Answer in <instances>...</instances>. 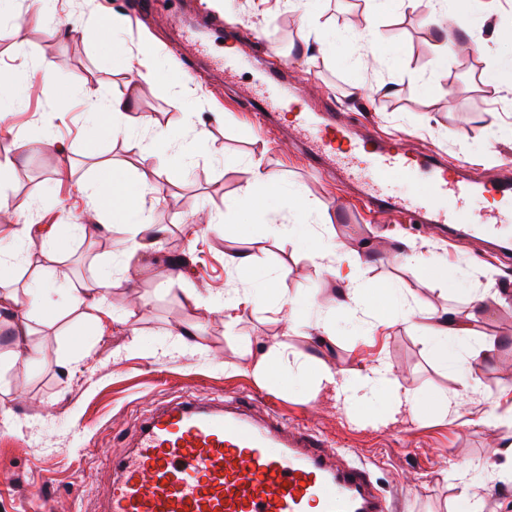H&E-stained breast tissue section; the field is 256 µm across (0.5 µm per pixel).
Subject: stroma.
<instances>
[{"label":"stroma","mask_w":512,"mask_h":512,"mask_svg":"<svg viewBox=\"0 0 512 512\" xmlns=\"http://www.w3.org/2000/svg\"><path fill=\"white\" fill-rule=\"evenodd\" d=\"M130 2L57 0L56 20L44 23L34 18L36 0H14L13 18L0 19V100L11 108L0 125V156L15 160L11 174L0 180V225L32 218L55 235L71 271L70 282H57L52 293L58 309L53 318L43 317L33 298L21 299L36 350L0 329V512H96L97 497L109 485L110 459L128 452L142 420L157 406L182 397L242 395L288 422L309 426L329 447L367 464L395 512H456L459 489L441 476L456 463L480 473L482 512H512V481L502 477L497 453L512 437L483 421L490 410L512 408V262L491 256L473 231L460 229L446 239L433 225L373 214L359 182L312 170L292 132L256 130L245 110L261 86L263 64L283 56L292 65L291 82L309 100L334 102L353 134H399L411 147L440 153L449 163L512 177V94L489 79L497 65L496 34L512 28V0H475L467 32L445 56L439 33L422 21L427 0L413 12L401 11L397 0H309L305 23L284 0H195L198 13L246 23L261 37L250 63L224 75L211 64L224 54V40L209 41L207 53L190 52L174 30L134 19ZM113 17L123 27L131 64L147 50L163 62L162 77L137 87L134 108L146 123L129 133L89 125L79 96L90 86L107 99L127 80L112 61L111 43L81 30L87 21ZM368 22L389 58L364 65L348 34ZM323 24L339 34L325 53L315 41ZM481 44L488 52H478ZM45 59L55 64L48 80L36 70ZM19 74L29 76V90L16 86ZM379 82L390 86V94H367ZM185 105L196 114L189 126L182 122ZM159 126L178 136L206 131L212 148L169 179L154 164L139 162L131 147L135 140L149 142ZM47 132L55 147L42 145ZM257 158L286 189L311 202L310 235L340 242L351 253L374 243L364 281L390 284L400 296L416 299L419 314L386 327L381 308H363L338 324L332 340L320 342L308 322L336 307L338 281L328 275L327 260L306 244L269 235L267 224L280 222V214L229 207L250 181ZM103 160L132 184L156 190L151 218L164 227L165 242L129 287L104 293L101 309L74 308L69 285L92 283L104 270L120 271L126 261L125 235L89 239L69 231L88 208L75 184L93 179ZM64 168L70 172L65 180L59 177ZM198 215L221 220L225 233L195 223ZM398 250L417 256V263L395 259ZM241 251L263 259L280 295L241 308L228 332L223 314L206 300L228 288L256 287L250 275L228 264L229 255ZM434 263L447 269L448 287H423ZM188 289L204 305L187 303ZM476 294L484 307L475 342L485 352L464 388L454 370L441 367L425 337L434 316L470 312ZM293 308L301 321L290 322ZM116 313L125 323H113ZM97 315L104 324L99 334L89 329ZM189 326L197 329V348L163 353L162 345ZM275 343L286 345L293 362L314 358L345 375L382 363L412 390L463 393V415L406 418L378 428L357 423L335 399L312 396L291 381L258 383L245 349Z\"/></svg>","instance_id":"obj_1"}]
</instances>
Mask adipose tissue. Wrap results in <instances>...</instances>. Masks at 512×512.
Wrapping results in <instances>:
<instances>
[{"label":"adipose tissue","mask_w":512,"mask_h":512,"mask_svg":"<svg viewBox=\"0 0 512 512\" xmlns=\"http://www.w3.org/2000/svg\"><path fill=\"white\" fill-rule=\"evenodd\" d=\"M88 117L99 122L102 116L112 118L116 128L133 130L140 124V117L132 112V99L126 93L113 95L109 101H101L93 89L83 91ZM207 147L205 132H198L192 138L173 141L167 129H156L151 143L139 145L140 162L157 161L166 166L169 177H177L188 158L194 157ZM101 176L90 183L80 184L78 190L92 202L77 228L87 235L100 223L102 216H109L115 228L129 236L132 242L131 255L154 254L160 246L162 227L149 220L146 190H133L121 171L111 162H100ZM252 179L242 188L236 206L254 212L268 211L271 200H278L280 209H304L307 201L297 193L286 190L264 167L261 160L251 163ZM5 232L11 242L10 248L0 250V321L8 322L12 336L18 341H28L31 334L24 313L20 312V299L6 276L12 267L13 245L32 240L34 225L19 222L9 224ZM313 245L320 258L335 260L332 274L340 282L337 291L336 309L346 313L361 307H371L376 299H385L390 307H397L395 290L384 285L376 291L360 286V273L364 265L361 256L343 252L340 244L314 239ZM473 333L471 317H448L438 315L426 338L433 355L441 363L457 368L461 379H468L473 373L472 366L482 355L481 350L470 348L469 339ZM302 382L317 391L333 392L346 408L356 412L363 419L374 422H394L399 416L409 415L416 419L433 416H459L462 405L461 395L435 397L417 393L408 388L388 366L378 364L338 376L335 369L319 364L314 370L298 365Z\"/></svg>","instance_id":"obj_1"}]
</instances>
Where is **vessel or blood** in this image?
Returning a JSON list of instances; mask_svg holds the SVG:
<instances>
[{"label": "vessel or blood", "mask_w": 512, "mask_h": 512, "mask_svg": "<svg viewBox=\"0 0 512 512\" xmlns=\"http://www.w3.org/2000/svg\"><path fill=\"white\" fill-rule=\"evenodd\" d=\"M223 29L222 20L198 15L177 34L196 47ZM289 68L280 59L256 101L266 111L291 112L313 169L330 165L363 178L376 208L420 224L456 223L460 204L484 201L468 221L496 236L500 215L512 213V182L463 175L460 166L411 152L400 138L350 140L333 108L318 117L307 111ZM401 177L416 183V195L391 193ZM97 512H393V505L365 465L344 459L311 429L236 397L220 406L180 402L147 419L134 447L113 460Z\"/></svg>", "instance_id": "vessel-or-blood-1"}]
</instances>
